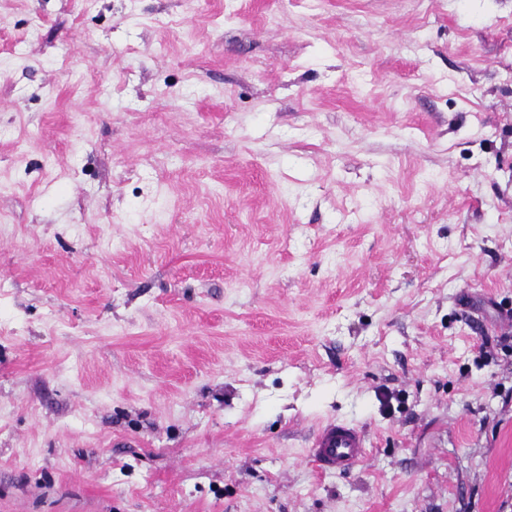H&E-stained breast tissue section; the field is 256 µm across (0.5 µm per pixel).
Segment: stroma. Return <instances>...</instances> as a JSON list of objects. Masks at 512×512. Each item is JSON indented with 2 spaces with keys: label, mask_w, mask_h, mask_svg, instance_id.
I'll return each instance as SVG.
<instances>
[{
  "label": "stroma",
  "mask_w": 512,
  "mask_h": 512,
  "mask_svg": "<svg viewBox=\"0 0 512 512\" xmlns=\"http://www.w3.org/2000/svg\"><path fill=\"white\" fill-rule=\"evenodd\" d=\"M0 512H512V0H0ZM363 433L356 426L336 421L316 434L311 453L324 471L346 472L360 463L366 455Z\"/></svg>",
  "instance_id": "stroma-1"
}]
</instances>
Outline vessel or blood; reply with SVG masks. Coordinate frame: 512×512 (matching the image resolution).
<instances>
[{
	"label": "vessel or blood",
	"mask_w": 512,
	"mask_h": 512,
	"mask_svg": "<svg viewBox=\"0 0 512 512\" xmlns=\"http://www.w3.org/2000/svg\"><path fill=\"white\" fill-rule=\"evenodd\" d=\"M310 451L323 470L346 472L362 463L366 444L356 426L336 422L319 430Z\"/></svg>",
	"instance_id": "b4317fda"
}]
</instances>
